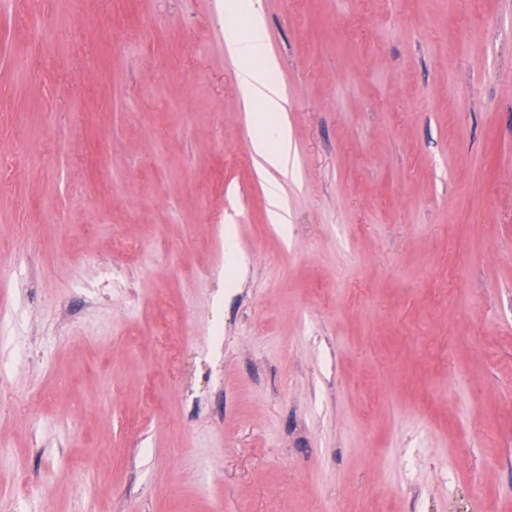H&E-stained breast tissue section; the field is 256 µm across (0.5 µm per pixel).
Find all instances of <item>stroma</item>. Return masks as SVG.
<instances>
[{
    "label": "stroma",
    "mask_w": 512,
    "mask_h": 512,
    "mask_svg": "<svg viewBox=\"0 0 512 512\" xmlns=\"http://www.w3.org/2000/svg\"><path fill=\"white\" fill-rule=\"evenodd\" d=\"M261 5L284 226L224 0H0V512H512V0Z\"/></svg>",
    "instance_id": "1"
}]
</instances>
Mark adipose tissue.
Here are the masks:
<instances>
[{
	"mask_svg": "<svg viewBox=\"0 0 512 512\" xmlns=\"http://www.w3.org/2000/svg\"><path fill=\"white\" fill-rule=\"evenodd\" d=\"M224 13L233 22L224 29L229 53L238 61V83L253 112L256 128L252 148L270 168L288 166L289 132L280 91L271 78L276 61L267 52L260 0H224ZM244 25H237V18Z\"/></svg>",
	"mask_w": 512,
	"mask_h": 512,
	"instance_id": "1",
	"label": "adipose tissue"
}]
</instances>
